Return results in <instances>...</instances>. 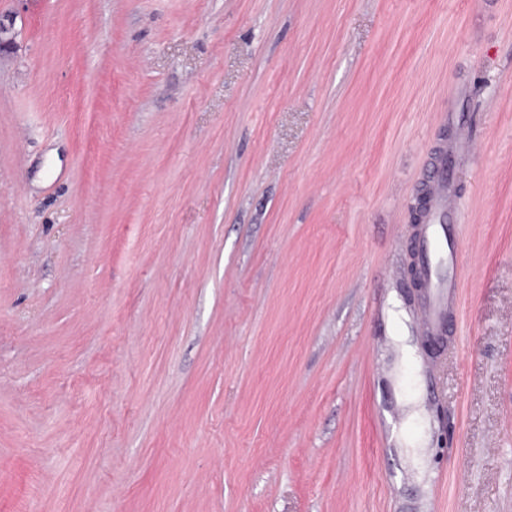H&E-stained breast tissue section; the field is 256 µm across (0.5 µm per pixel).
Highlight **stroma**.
Returning a JSON list of instances; mask_svg holds the SVG:
<instances>
[{
	"instance_id": "stroma-1",
	"label": "stroma",
	"mask_w": 512,
	"mask_h": 512,
	"mask_svg": "<svg viewBox=\"0 0 512 512\" xmlns=\"http://www.w3.org/2000/svg\"><path fill=\"white\" fill-rule=\"evenodd\" d=\"M0 13V512H512V0ZM461 128L431 357L411 210ZM403 404L406 409L407 415L405 420L406 435L412 433L413 436L416 438L412 440H407L406 443L411 445V448H420V453L418 454V456L414 457L415 465H419L422 462V458L424 456V448L425 445L427 444L426 437L421 436V409L416 398L408 397L406 400L403 401Z\"/></svg>"
}]
</instances>
